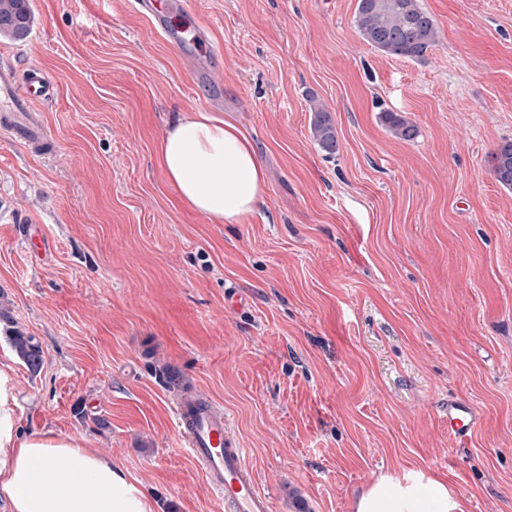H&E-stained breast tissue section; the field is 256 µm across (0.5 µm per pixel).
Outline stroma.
<instances>
[{
	"label": "stroma",
	"mask_w": 512,
	"mask_h": 512,
	"mask_svg": "<svg viewBox=\"0 0 512 512\" xmlns=\"http://www.w3.org/2000/svg\"><path fill=\"white\" fill-rule=\"evenodd\" d=\"M188 4L224 50L219 108L127 0H31L28 36L0 37V59L56 88L46 144L0 130V364L21 432L97 449L155 512H219L174 419L183 386L230 414L271 512H354L418 471L462 512H512V190L491 170L512 139V0H421L438 39L420 60L365 43L356 0ZM207 110L264 168L247 223L186 208L156 162L175 114ZM452 397L479 415L463 447ZM312 132L320 148L328 154H335L338 150L336 129L330 113L321 105L314 108ZM383 119L392 134L401 140H412L417 134L416 126L393 112H385ZM12 346L28 369L34 373L38 372L42 364L41 350L37 343L33 342L30 336L15 333L9 336Z\"/></svg>",
	"instance_id": "35a3bbf8"
}]
</instances>
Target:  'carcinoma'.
I'll return each instance as SVG.
<instances>
[{
  "mask_svg": "<svg viewBox=\"0 0 512 512\" xmlns=\"http://www.w3.org/2000/svg\"><path fill=\"white\" fill-rule=\"evenodd\" d=\"M355 17L362 39L390 56L422 59L437 42L436 23L420 0H357ZM33 22L30 0H0L1 35L23 39L29 34ZM383 119L395 137L407 141L415 138L416 126L401 116L386 112ZM311 128L320 148L328 154L336 153V129L324 107L314 108ZM491 159L496 180L503 187L512 189V141L500 143ZM10 341L28 369L38 372L42 356L33 338L16 333L10 336Z\"/></svg>",
  "mask_w": 512,
  "mask_h": 512,
  "instance_id": "1",
  "label": "carcinoma"
}]
</instances>
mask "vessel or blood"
I'll use <instances>...</instances> for the list:
<instances>
[{
    "instance_id": "vessel-or-blood-1",
    "label": "vessel or blood",
    "mask_w": 512,
    "mask_h": 512,
    "mask_svg": "<svg viewBox=\"0 0 512 512\" xmlns=\"http://www.w3.org/2000/svg\"><path fill=\"white\" fill-rule=\"evenodd\" d=\"M132 5L167 43L179 49L199 86L223 84L224 52L214 44L210 26L187 10L186 0H166L162 6L157 0H133ZM54 90L39 67H30L21 75L11 64H0V128L20 133L30 144L41 143L46 129L35 120L34 112ZM174 412L190 456L201 466L225 512H270L268 498L260 491L245 451L231 431L228 413L189 395L176 401ZM478 422V414L469 402L449 399V438L468 439Z\"/></svg>"
}]
</instances>
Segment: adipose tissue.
Returning a JSON list of instances; mask_svg holds the SVG:
<instances>
[{
    "instance_id": "obj_1",
    "label": "adipose tissue",
    "mask_w": 512,
    "mask_h": 512,
    "mask_svg": "<svg viewBox=\"0 0 512 512\" xmlns=\"http://www.w3.org/2000/svg\"><path fill=\"white\" fill-rule=\"evenodd\" d=\"M182 203L214 224H242L265 180L254 149L234 124L208 112H180L158 148ZM10 374L0 368V498L6 512H154L149 499L108 457L73 439L22 435ZM355 512H462L442 481L421 472L385 477L362 493Z\"/></svg>"
}]
</instances>
